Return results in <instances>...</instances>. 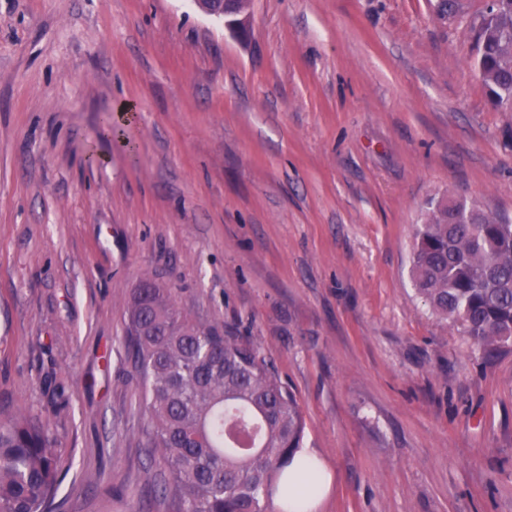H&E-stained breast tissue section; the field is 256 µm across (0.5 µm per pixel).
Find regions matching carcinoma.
<instances>
[{
    "mask_svg": "<svg viewBox=\"0 0 512 512\" xmlns=\"http://www.w3.org/2000/svg\"><path fill=\"white\" fill-rule=\"evenodd\" d=\"M473 64L490 103L512 111V0L480 12ZM417 225L411 274L419 295L485 358L512 351V219L432 198ZM127 351L143 393L147 447L164 466L160 492L180 512H267L296 493L288 473L304 420L295 395L252 343L180 312L144 279L129 305ZM57 441L39 418L0 415V512H49L61 482Z\"/></svg>",
    "mask_w": 512,
    "mask_h": 512,
    "instance_id": "1",
    "label": "carcinoma"
}]
</instances>
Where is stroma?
Instances as JSON below:
<instances>
[{"label": "stroma", "instance_id": "stroma-1", "mask_svg": "<svg viewBox=\"0 0 512 512\" xmlns=\"http://www.w3.org/2000/svg\"><path fill=\"white\" fill-rule=\"evenodd\" d=\"M458 3L247 0L237 33L195 0H0V413L58 439L54 512H178L125 346L146 277L271 360L319 512H512V352L410 275L430 197L512 218L486 0Z\"/></svg>", "mask_w": 512, "mask_h": 512}]
</instances>
